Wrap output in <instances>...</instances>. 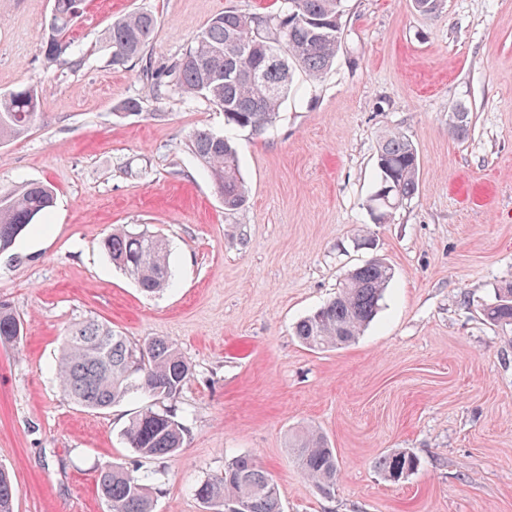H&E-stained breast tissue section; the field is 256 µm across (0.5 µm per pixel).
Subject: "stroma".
<instances>
[{"label":"stroma","mask_w":512,"mask_h":512,"mask_svg":"<svg viewBox=\"0 0 512 512\" xmlns=\"http://www.w3.org/2000/svg\"><path fill=\"white\" fill-rule=\"evenodd\" d=\"M277 0H87L66 65L47 62L53 0H0V95L28 85L39 118L0 144V190L37 180L55 204L0 259V302L21 317L0 344V467L15 512H107L99 470L150 474L154 512H208L196 486L254 455L282 512H512V325L482 315L512 285V0H344L341 48L321 79L295 69L276 124L226 127L202 97L154 96L140 61L112 64L116 16L158 19L145 51L177 59L214 16ZM143 99L142 114L120 110ZM467 131L455 135L457 113ZM210 128L237 147L245 206L225 210L188 148ZM420 159L418 191L375 223L367 199L384 134ZM169 249L173 284L141 291L100 248L112 227ZM372 258L392 279L353 342L305 347L294 325ZM95 318L130 341L160 337L193 375L177 402L135 396L92 412L57 377L65 329ZM187 429L172 456L144 458L123 430L144 407ZM320 430L340 461L333 499L297 467L294 436ZM420 460L391 483L375 462Z\"/></svg>","instance_id":"1"}]
</instances>
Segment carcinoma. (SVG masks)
Masks as SVG:
<instances>
[{"label":"carcinoma","instance_id":"cac0c4a2","mask_svg":"<svg viewBox=\"0 0 512 512\" xmlns=\"http://www.w3.org/2000/svg\"><path fill=\"white\" fill-rule=\"evenodd\" d=\"M294 11L282 4L274 13L226 10L213 17L170 66H143L141 78L156 93L175 88L203 96L224 111V124L263 130L276 121L288 92L292 70L300 67L319 77L334 63L342 43V0H295ZM82 0H53L54 25L45 41L51 63H67V34ZM157 28L149 12L120 16L108 28L112 63L120 67L143 57ZM34 89L20 87L0 96V141L18 137L39 117ZM188 147L207 169L224 209L246 201L239 154L229 139L219 140L207 128L195 130ZM377 179L368 199L375 220L384 223L417 192L420 162L412 142L401 133L383 137L376 157ZM53 192L30 182L0 192V255L16 260L17 239L52 207ZM112 264L128 272L146 293L163 290L171 280L168 250L148 231L117 226L103 238ZM391 279V268L380 259L365 262L339 282L334 298L304 317L295 335L311 350L346 345L376 317ZM494 323L512 322V287L484 309ZM23 322L0 303V343L18 345ZM192 375L181 353L161 338L133 343L94 319L73 323L62 336L58 376L63 392L77 405L104 410L134 393L173 401ZM187 429L174 416L148 406L131 417L124 430L129 445L144 458L171 456L183 447ZM292 447L303 475L325 498L335 495L340 465L327 439L307 431ZM419 465L408 451L379 457L376 468L388 481L399 482ZM149 476L106 465L98 474V493L109 512H153ZM195 495L216 512L237 507L241 512H281L277 483L250 454L237 456L224 473L201 482ZM0 512H14L10 476L0 470Z\"/></svg>","mask_w":512,"mask_h":512}]
</instances>
